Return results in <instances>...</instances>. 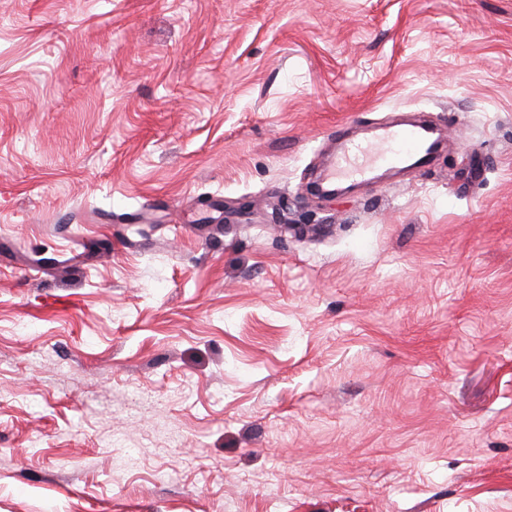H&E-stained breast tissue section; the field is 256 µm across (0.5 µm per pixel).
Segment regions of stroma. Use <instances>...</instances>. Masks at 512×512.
Here are the masks:
<instances>
[{
  "label": "stroma",
  "instance_id": "obj_1",
  "mask_svg": "<svg viewBox=\"0 0 512 512\" xmlns=\"http://www.w3.org/2000/svg\"><path fill=\"white\" fill-rule=\"evenodd\" d=\"M0 512H512V0H0ZM432 133L433 128L427 124H388L377 140L363 143L359 137L347 135L341 153L325 173V182L335 186L349 177L362 178L377 165L397 166L410 160L426 163L442 145L440 137L434 138Z\"/></svg>",
  "mask_w": 512,
  "mask_h": 512
}]
</instances>
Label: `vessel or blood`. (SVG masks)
<instances>
[{
  "mask_svg": "<svg viewBox=\"0 0 512 512\" xmlns=\"http://www.w3.org/2000/svg\"><path fill=\"white\" fill-rule=\"evenodd\" d=\"M441 145V139L434 137L430 125L389 124L383 127L377 140L346 137L324 179L332 186L350 177H365L377 165L397 166L410 160L424 163L439 151Z\"/></svg>",
  "mask_w": 512,
  "mask_h": 512,
  "instance_id": "obj_1",
  "label": "vessel or blood"
}]
</instances>
